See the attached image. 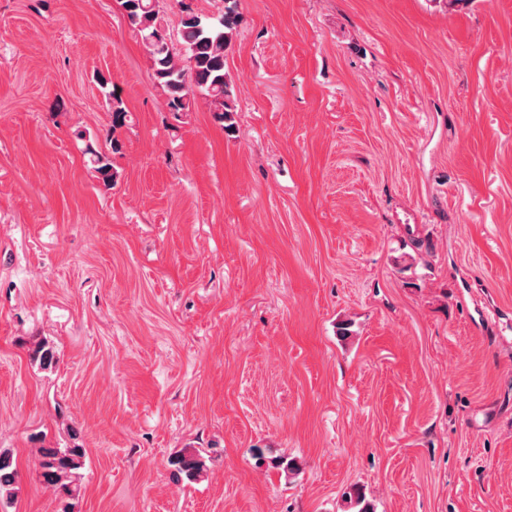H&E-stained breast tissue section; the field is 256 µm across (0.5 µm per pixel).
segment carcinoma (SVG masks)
<instances>
[{
    "mask_svg": "<svg viewBox=\"0 0 512 512\" xmlns=\"http://www.w3.org/2000/svg\"><path fill=\"white\" fill-rule=\"evenodd\" d=\"M239 0H224V13L216 18L202 19L188 5L181 33L185 55L174 51L157 21L156 0H121L129 24L136 28L147 49L153 76L164 87L168 104L173 112H186L196 94L210 98L215 122L232 129L233 108L229 104V91L225 72L227 52L232 31L237 22ZM94 171L103 185L108 187L116 179L110 158L88 147ZM30 359L43 370L57 364L53 345L38 341L28 349ZM85 449L78 444L39 449V467L43 484L58 498H72L77 492L76 471L84 462ZM174 472L187 482L197 481L206 470L204 456L196 449H183L169 459ZM18 472L13 456L0 450V504L10 502L16 495ZM348 512H375L358 490L345 495Z\"/></svg>",
    "mask_w": 512,
    "mask_h": 512,
    "instance_id": "carcinoma-1",
    "label": "carcinoma"
}]
</instances>
